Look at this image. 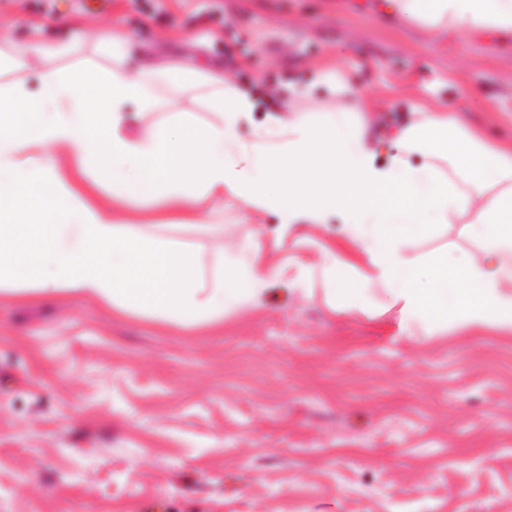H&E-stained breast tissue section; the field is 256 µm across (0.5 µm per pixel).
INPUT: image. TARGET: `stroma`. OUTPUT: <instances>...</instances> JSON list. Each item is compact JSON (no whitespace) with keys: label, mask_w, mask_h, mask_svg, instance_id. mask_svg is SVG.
Returning <instances> with one entry per match:
<instances>
[{"label":"stroma","mask_w":512,"mask_h":512,"mask_svg":"<svg viewBox=\"0 0 512 512\" xmlns=\"http://www.w3.org/2000/svg\"><path fill=\"white\" fill-rule=\"evenodd\" d=\"M115 25L263 97L334 67L378 133L443 104L512 141V33L436 35L371 0H0L1 39L75 62ZM274 226L228 202L223 237L180 230L209 274L252 241L274 271L261 306L208 327L0 295V512H512V335L400 331L366 279L375 312L333 311L320 245L340 224L284 247Z\"/></svg>","instance_id":"1"}]
</instances>
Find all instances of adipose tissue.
Returning a JSON list of instances; mask_svg holds the SVG:
<instances>
[{"label": "adipose tissue", "instance_id": "adipose-tissue-1", "mask_svg": "<svg viewBox=\"0 0 512 512\" xmlns=\"http://www.w3.org/2000/svg\"><path fill=\"white\" fill-rule=\"evenodd\" d=\"M389 2L436 33L512 30V0ZM95 49L94 61L42 71L38 90L0 82V295L67 294L186 329L258 306L272 271L256 245L211 279L172 232L223 233L217 204L231 199L273 216L279 245L298 225L344 217L339 241L322 246L332 307L367 310L353 285L364 260L400 328L512 334V142L488 141L447 108H417L380 153L371 101L325 67L293 92L320 87L341 107L285 103L245 139L241 126L263 105L223 70L133 67L116 30ZM131 106L147 118L136 132ZM453 224L481 245V260L422 252Z\"/></svg>", "mask_w": 512, "mask_h": 512}]
</instances>
